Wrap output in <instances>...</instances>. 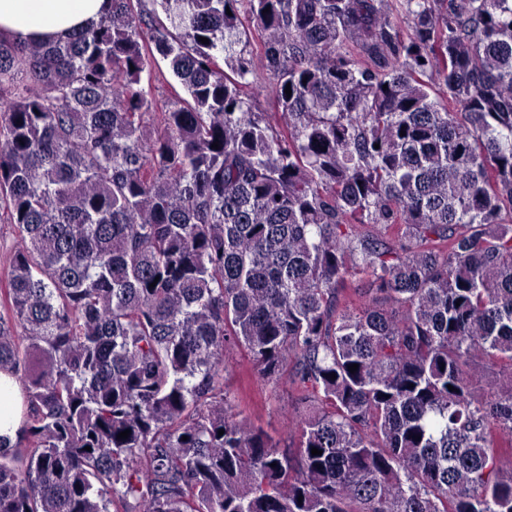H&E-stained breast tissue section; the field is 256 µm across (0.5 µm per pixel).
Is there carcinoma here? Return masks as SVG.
<instances>
[{
  "mask_svg": "<svg viewBox=\"0 0 512 512\" xmlns=\"http://www.w3.org/2000/svg\"><path fill=\"white\" fill-rule=\"evenodd\" d=\"M150 2L0 40V512H512V0ZM235 347L321 401L293 447ZM243 25L247 32L248 39L242 35L241 41L233 44L232 49L236 53L243 51L245 55L253 57L254 65L252 73L248 76L249 81L268 86L272 82V78L258 57L257 47L260 42L259 35L246 20H243ZM16 232L12 224H4L3 220L0 221V279L7 274L10 249L17 236ZM224 392L236 399L232 412L239 418L262 426L278 442L279 448L292 447L284 425V415L299 418L319 411L320 405L304 395L291 382L287 373L277 381L262 378L253 368L242 348H235L226 357ZM24 398L16 378L0 371V436L17 443L22 436Z\"/></svg>",
  "mask_w": 512,
  "mask_h": 512,
  "instance_id": "cac0c4a2",
  "label": "carcinoma"
}]
</instances>
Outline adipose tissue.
Segmentation results:
<instances>
[{
	"label": "adipose tissue",
	"instance_id": "ef3b65f1",
	"mask_svg": "<svg viewBox=\"0 0 512 512\" xmlns=\"http://www.w3.org/2000/svg\"><path fill=\"white\" fill-rule=\"evenodd\" d=\"M111 0H0V39L18 44L59 42L76 30L99 23ZM24 398L16 378L0 371V436H22Z\"/></svg>",
	"mask_w": 512,
	"mask_h": 512
}]
</instances>
